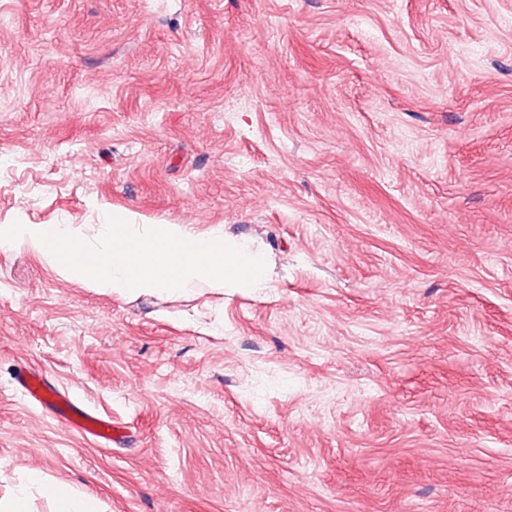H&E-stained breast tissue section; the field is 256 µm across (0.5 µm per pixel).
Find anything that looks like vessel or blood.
Wrapping results in <instances>:
<instances>
[{
	"label": "vessel or blood",
	"instance_id": "1",
	"mask_svg": "<svg viewBox=\"0 0 512 512\" xmlns=\"http://www.w3.org/2000/svg\"><path fill=\"white\" fill-rule=\"evenodd\" d=\"M14 389L31 406L48 410L70 429L111 443L112 421L88 409L79 399L56 388L41 373L31 368L18 370L13 377Z\"/></svg>",
	"mask_w": 512,
	"mask_h": 512
}]
</instances>
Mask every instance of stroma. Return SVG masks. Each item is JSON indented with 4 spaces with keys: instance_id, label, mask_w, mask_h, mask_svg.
Listing matches in <instances>:
<instances>
[{
    "instance_id": "stroma-1",
    "label": "stroma",
    "mask_w": 512,
    "mask_h": 512,
    "mask_svg": "<svg viewBox=\"0 0 512 512\" xmlns=\"http://www.w3.org/2000/svg\"><path fill=\"white\" fill-rule=\"evenodd\" d=\"M114 210L272 281L118 297L0 250V496L512 512V0H0V224ZM14 390L31 406L47 409L58 421L97 441L112 443V420L88 409L79 399L56 388L33 368L19 369L13 377Z\"/></svg>"
}]
</instances>
